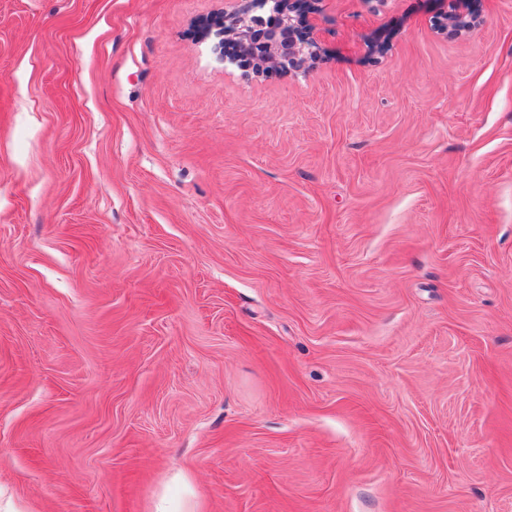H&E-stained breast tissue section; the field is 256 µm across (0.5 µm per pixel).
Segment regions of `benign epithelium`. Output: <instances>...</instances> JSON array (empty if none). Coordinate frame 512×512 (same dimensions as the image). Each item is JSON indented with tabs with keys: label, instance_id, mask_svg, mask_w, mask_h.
Masks as SVG:
<instances>
[{
	"label": "benign epithelium",
	"instance_id": "1",
	"mask_svg": "<svg viewBox=\"0 0 512 512\" xmlns=\"http://www.w3.org/2000/svg\"><path fill=\"white\" fill-rule=\"evenodd\" d=\"M319 0H247L241 7L197 21L203 39L213 40L217 57L255 75L300 71L317 56L316 4ZM475 25L457 0L446 26L457 34Z\"/></svg>",
	"mask_w": 512,
	"mask_h": 512
}]
</instances>
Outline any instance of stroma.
I'll use <instances>...</instances> for the list:
<instances>
[{
  "mask_svg": "<svg viewBox=\"0 0 512 512\" xmlns=\"http://www.w3.org/2000/svg\"><path fill=\"white\" fill-rule=\"evenodd\" d=\"M0 0V512H512V0ZM246 2L197 21L201 37L213 40L217 57L256 76L305 69L317 56L319 0ZM458 6L455 10L447 15L446 30L448 27L456 34H462L472 29L475 25L472 14L469 13L467 7H465L464 1L458 0Z\"/></svg>",
  "mask_w": 512,
  "mask_h": 512,
  "instance_id": "35a3bbf8",
  "label": "stroma"
}]
</instances>
